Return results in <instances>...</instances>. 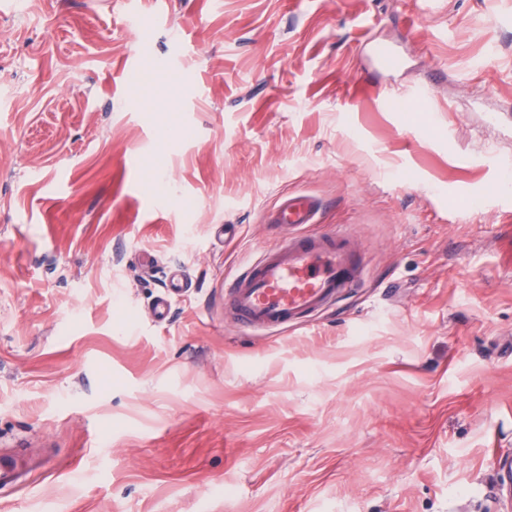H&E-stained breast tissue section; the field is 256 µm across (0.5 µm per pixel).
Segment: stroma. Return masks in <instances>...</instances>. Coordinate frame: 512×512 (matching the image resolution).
Wrapping results in <instances>:
<instances>
[{
	"label": "stroma",
	"mask_w": 512,
	"mask_h": 512,
	"mask_svg": "<svg viewBox=\"0 0 512 512\" xmlns=\"http://www.w3.org/2000/svg\"><path fill=\"white\" fill-rule=\"evenodd\" d=\"M286 193L370 277L247 334L224 283ZM14 451L0 512H512V0H10Z\"/></svg>",
	"instance_id": "stroma-1"
}]
</instances>
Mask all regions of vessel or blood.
Here are the masks:
<instances>
[{
	"label": "vessel or blood",
	"instance_id": "b4317fda",
	"mask_svg": "<svg viewBox=\"0 0 512 512\" xmlns=\"http://www.w3.org/2000/svg\"><path fill=\"white\" fill-rule=\"evenodd\" d=\"M318 211L306 195L283 197L269 211V224L295 235L248 264L228 286L224 308L240 328L296 324L361 284L365 265L351 237L338 231L300 235V227L316 223Z\"/></svg>",
	"mask_w": 512,
	"mask_h": 512
}]
</instances>
